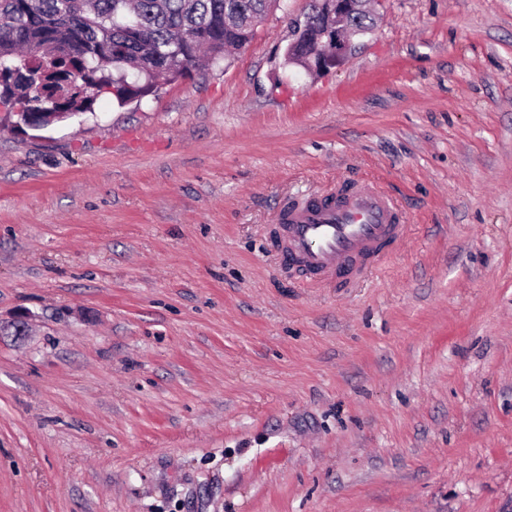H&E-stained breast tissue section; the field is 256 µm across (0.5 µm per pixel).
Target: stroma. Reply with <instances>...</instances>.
Segmentation results:
<instances>
[{
	"instance_id": "1",
	"label": "stroma",
	"mask_w": 512,
	"mask_h": 512,
	"mask_svg": "<svg viewBox=\"0 0 512 512\" xmlns=\"http://www.w3.org/2000/svg\"><path fill=\"white\" fill-rule=\"evenodd\" d=\"M308 11L138 102L0 112V512H512V0H377L316 76ZM364 179L406 241L289 279L278 205Z\"/></svg>"
}]
</instances>
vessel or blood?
Listing matches in <instances>:
<instances>
[{"mask_svg": "<svg viewBox=\"0 0 512 512\" xmlns=\"http://www.w3.org/2000/svg\"><path fill=\"white\" fill-rule=\"evenodd\" d=\"M395 201L366 183L285 202L272 229L282 268L301 281L330 286L362 280L405 238Z\"/></svg>", "mask_w": 512, "mask_h": 512, "instance_id": "b4317fda", "label": "vessel or blood"}]
</instances>
